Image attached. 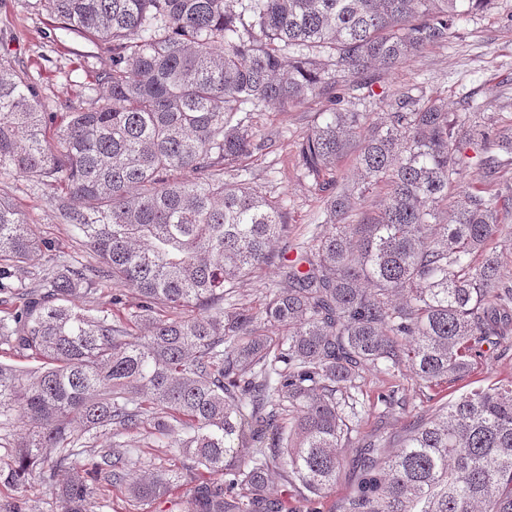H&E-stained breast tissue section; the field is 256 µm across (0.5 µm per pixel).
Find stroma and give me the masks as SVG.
<instances>
[{
    "label": "stroma",
    "mask_w": 512,
    "mask_h": 512,
    "mask_svg": "<svg viewBox=\"0 0 512 512\" xmlns=\"http://www.w3.org/2000/svg\"><path fill=\"white\" fill-rule=\"evenodd\" d=\"M4 52L38 85L51 112L81 105L85 99L83 84L91 83L95 72L108 68L111 62L109 43H92L56 27L39 0H0V54ZM405 95L440 98L449 113L468 114L470 120L492 131L511 122L512 0H493L472 12L446 42L428 46L397 69L384 74L370 71L367 88L356 91L349 108L377 118ZM326 109L325 99L311 97L288 108L264 103L243 110L253 127L271 140L262 154L250 159L245 178L257 192L282 201L288 239L295 244L326 221L322 195L315 179L304 172L298 152L299 141L320 122ZM0 194L17 205L54 253L95 262V255L66 226L57 223L44 192L17 177L0 180ZM510 377L512 339L499 350L487 352L468 377L434 386L429 394H422L414 379L404 378L399 384V394L406 399L402 407L378 403V394L389 390L394 382L386 374L366 371L354 392L358 434L396 437L416 417L431 414L439 404ZM356 454V448L345 449L347 466L334 489L314 507H307L298 495L286 494L283 486H276L275 492L287 497L290 512H338L357 480L350 464Z\"/></svg>",
    "instance_id": "1"
}]
</instances>
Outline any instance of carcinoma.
I'll return each instance as SVG.
<instances>
[{"instance_id": "cac0c4a2", "label": "carcinoma", "mask_w": 512, "mask_h": 512, "mask_svg": "<svg viewBox=\"0 0 512 512\" xmlns=\"http://www.w3.org/2000/svg\"><path fill=\"white\" fill-rule=\"evenodd\" d=\"M39 2L110 42L111 64L87 106L48 112L0 54V178L47 190L98 264L50 257L22 281L49 245L0 196V345L42 362L0 364L1 484L24 492L36 478L57 512H85L103 487L151 512L187 485L186 512H284L274 481L314 499L336 483L364 369H406L430 388L507 339L512 276L485 246L506 228L512 125L491 135L436 98L400 99L380 122L322 113L302 166L332 170L359 137L361 185L320 183L327 227L291 247L282 201L224 179L265 144L238 117L245 105L339 102L365 70L398 68L492 0ZM305 47L329 50L334 71ZM473 166L488 189L449 195ZM379 183L386 204L352 223ZM260 269L278 277L261 306H224ZM109 282L137 301L99 305ZM130 434L175 449L168 465L137 473ZM356 466L340 512H512V380L440 405L394 446L363 444ZM0 512L33 506L20 495Z\"/></svg>"}]
</instances>
